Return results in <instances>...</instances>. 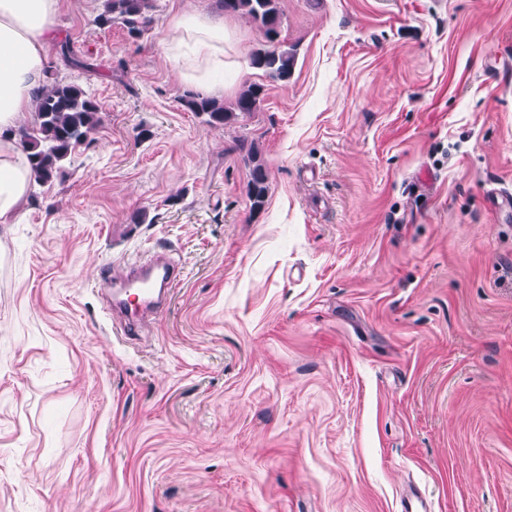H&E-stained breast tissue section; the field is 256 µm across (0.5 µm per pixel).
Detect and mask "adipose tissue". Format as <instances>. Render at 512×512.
Segmentation results:
<instances>
[{
  "label": "adipose tissue",
  "instance_id": "1",
  "mask_svg": "<svg viewBox=\"0 0 512 512\" xmlns=\"http://www.w3.org/2000/svg\"><path fill=\"white\" fill-rule=\"evenodd\" d=\"M63 0H0V224L11 223L33 175L16 137L44 83L57 40ZM178 36L165 52L184 81L209 82L224 73V36L198 15L173 17Z\"/></svg>",
  "mask_w": 512,
  "mask_h": 512
}]
</instances>
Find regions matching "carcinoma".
<instances>
[{
	"label": "carcinoma",
	"instance_id": "cac0c4a2",
	"mask_svg": "<svg viewBox=\"0 0 512 512\" xmlns=\"http://www.w3.org/2000/svg\"><path fill=\"white\" fill-rule=\"evenodd\" d=\"M224 12L249 17L260 29L264 45L250 55L252 68L268 78L286 83L296 65V51L280 39V0H220ZM154 0H106L93 23L100 28L121 24L131 38H139L154 22ZM264 98V85L245 84L229 102L200 94L183 99L190 112L205 114L208 123L222 127L241 114L257 111ZM101 124L100 107L84 89L49 71L34 97L29 120L18 130L20 145L34 172V182L46 185L63 171L75 148L91 142ZM249 179L247 195L251 209L264 208L269 192L268 172L261 152L254 144L247 151Z\"/></svg>",
	"mask_w": 512,
	"mask_h": 512
}]
</instances>
